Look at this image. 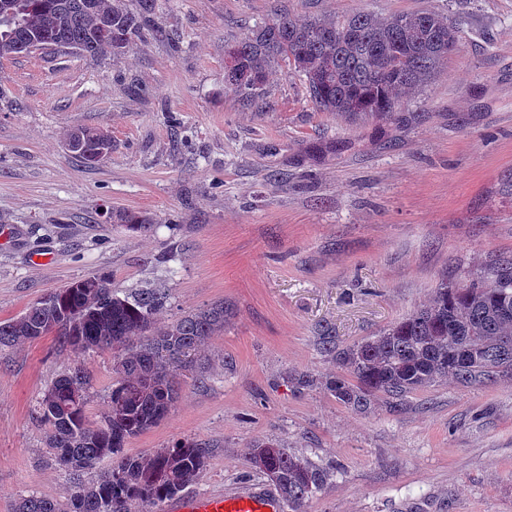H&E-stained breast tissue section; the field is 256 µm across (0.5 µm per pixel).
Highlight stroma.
Wrapping results in <instances>:
<instances>
[{"mask_svg": "<svg viewBox=\"0 0 512 512\" xmlns=\"http://www.w3.org/2000/svg\"><path fill=\"white\" fill-rule=\"evenodd\" d=\"M419 9L462 16L458 47L393 114L318 111L282 65L248 101L225 83V48L278 14ZM79 125L112 135L98 166L65 146ZM511 175L512 0H157L123 53L0 59V322L100 274L121 296L167 289L160 326L224 304L199 374L126 444L137 455L208 443L189 495L272 491L245 458L259 437L331 469L307 512H512V380L439 383L366 413L292 383L336 370L319 325L341 346L361 342L443 279L512 257ZM124 213L150 231L128 230ZM75 366L98 422L111 352L52 334L0 349V512L32 492L66 500L70 476L51 465L34 408Z\"/></svg>", "mask_w": 512, "mask_h": 512, "instance_id": "35a3bbf8", "label": "stroma"}]
</instances>
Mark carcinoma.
<instances>
[{"label": "carcinoma", "mask_w": 512, "mask_h": 512, "mask_svg": "<svg viewBox=\"0 0 512 512\" xmlns=\"http://www.w3.org/2000/svg\"><path fill=\"white\" fill-rule=\"evenodd\" d=\"M12 16H0V58L36 44L73 47L78 55L106 57L122 52L154 14L155 0H19ZM457 48L455 21L421 9L382 16L367 11L327 15L299 23L287 16L253 30L228 48L233 65L227 84L243 95L262 91L269 68L282 63L302 77L310 101L341 116H383L427 87ZM68 150L84 163L112 155V135L76 127ZM127 228L146 233L148 219L123 214ZM168 294L144 288L130 297L112 292L105 275L75 281L0 323V347L55 334L80 350L112 351L115 380L100 422L86 419L87 377L78 369L61 375L38 401L47 427L51 461L76 475L67 503L28 494L14 512H135L178 498L196 483L210 455L197 441H178L137 456L127 441L165 419L174 407L179 371L189 368L210 337L224 330V304L188 313L155 327L153 315ZM319 346L337 372L318 379L295 378L296 391L324 387L357 411L371 409L383 395L402 401L443 380L464 387L512 378V257L488 276L469 284L444 280L429 301L380 334L351 346L336 343L329 325L318 328ZM250 464L278 492L283 512H306L307 503L330 472L279 442L256 439L247 445ZM110 470L85 484L80 472L105 459Z\"/></svg>", "instance_id": "cac0c4a2"}]
</instances>
